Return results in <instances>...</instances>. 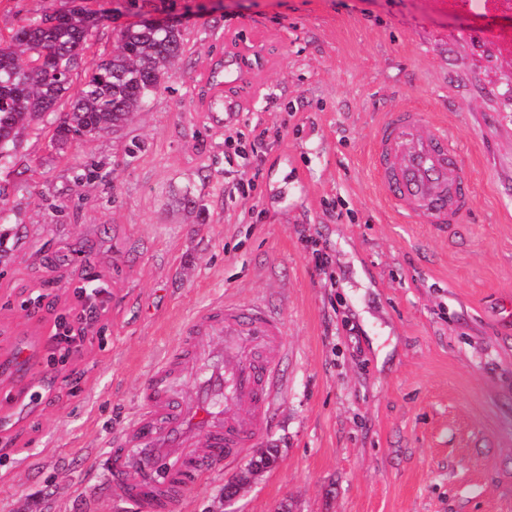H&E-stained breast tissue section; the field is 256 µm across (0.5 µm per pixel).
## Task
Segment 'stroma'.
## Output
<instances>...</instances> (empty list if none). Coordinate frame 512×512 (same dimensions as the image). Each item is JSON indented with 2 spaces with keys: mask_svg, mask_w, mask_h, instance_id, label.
<instances>
[{
  "mask_svg": "<svg viewBox=\"0 0 512 512\" xmlns=\"http://www.w3.org/2000/svg\"><path fill=\"white\" fill-rule=\"evenodd\" d=\"M66 5L0 0V30ZM89 5L95 53L145 20L178 25L186 51L122 128L61 149L28 133L0 166V512H136L100 458L186 322L224 299L284 321L285 393L179 512H512V44L492 35L512 22L448 0ZM227 60L237 79L212 85ZM398 108L459 143L461 223L399 220L379 194L368 150ZM228 131L263 136L262 172ZM90 269L110 298L52 366ZM23 364L39 397L12 392ZM269 447L276 463L225 500Z\"/></svg>",
  "mask_w": 512,
  "mask_h": 512,
  "instance_id": "stroma-1",
  "label": "stroma"
}]
</instances>
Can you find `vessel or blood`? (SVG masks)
Wrapping results in <instances>:
<instances>
[{"label":"vessel or blood","instance_id":"obj_1","mask_svg":"<svg viewBox=\"0 0 512 512\" xmlns=\"http://www.w3.org/2000/svg\"><path fill=\"white\" fill-rule=\"evenodd\" d=\"M369 162L400 217L445 227L472 207L446 126L419 111L382 115ZM285 347L282 321L262 307L202 310L142 387L137 421L101 459L113 497L139 512H175L188 484L241 457L267 432Z\"/></svg>","mask_w":512,"mask_h":512}]
</instances>
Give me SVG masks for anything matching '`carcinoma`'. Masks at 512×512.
Listing matches in <instances>:
<instances>
[{
    "instance_id": "obj_1",
    "label": "carcinoma",
    "mask_w": 512,
    "mask_h": 512,
    "mask_svg": "<svg viewBox=\"0 0 512 512\" xmlns=\"http://www.w3.org/2000/svg\"><path fill=\"white\" fill-rule=\"evenodd\" d=\"M100 21L80 2L0 33V161L12 156L24 130L41 131L44 118L62 106L67 111L53 123V144L122 127L184 52L180 28L141 22L118 31L112 53L90 57V32ZM45 56L50 63L41 62ZM85 62V78L74 92L73 73Z\"/></svg>"
}]
</instances>
